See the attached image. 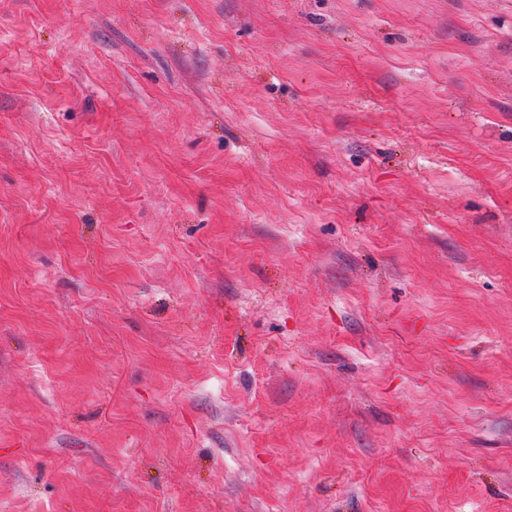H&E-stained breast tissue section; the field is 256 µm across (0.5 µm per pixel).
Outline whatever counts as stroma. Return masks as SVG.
<instances>
[{
    "mask_svg": "<svg viewBox=\"0 0 512 512\" xmlns=\"http://www.w3.org/2000/svg\"><path fill=\"white\" fill-rule=\"evenodd\" d=\"M0 512H512V0H0Z\"/></svg>",
    "mask_w": 512,
    "mask_h": 512,
    "instance_id": "obj_1",
    "label": "stroma"
}]
</instances>
